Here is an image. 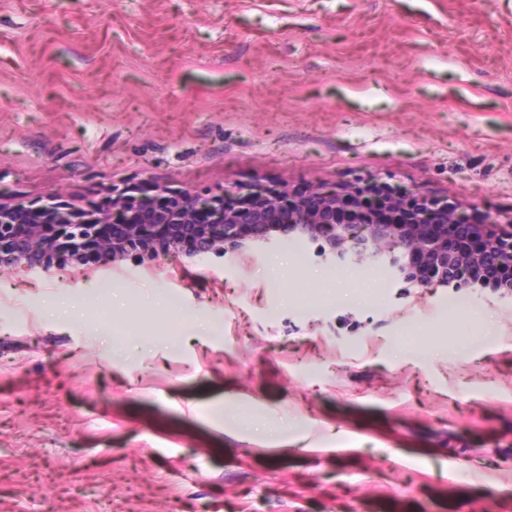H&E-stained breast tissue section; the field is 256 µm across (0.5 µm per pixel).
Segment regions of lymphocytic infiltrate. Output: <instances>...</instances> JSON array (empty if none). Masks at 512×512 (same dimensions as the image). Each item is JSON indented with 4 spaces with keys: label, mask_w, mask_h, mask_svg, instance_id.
Here are the masks:
<instances>
[{
    "label": "lymphocytic infiltrate",
    "mask_w": 512,
    "mask_h": 512,
    "mask_svg": "<svg viewBox=\"0 0 512 512\" xmlns=\"http://www.w3.org/2000/svg\"><path fill=\"white\" fill-rule=\"evenodd\" d=\"M96 209L75 207L71 213V223L58 221L55 211L47 210L39 214L36 221L8 210L0 217V269L13 268L20 241L31 231H39L49 243V264L58 269L72 265L99 263L100 257L95 249L96 240L107 237L119 242L120 247L114 254V261L124 260L129 248L139 247L150 257L166 253L171 244H179L187 252L195 250L198 236L208 234L218 236L217 225L210 224L195 228L176 224H137L126 227L121 223L101 224L96 219Z\"/></svg>",
    "instance_id": "lymphocytic-infiltrate-1"
}]
</instances>
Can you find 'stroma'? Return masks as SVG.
Instances as JSON below:
<instances>
[{
    "mask_svg": "<svg viewBox=\"0 0 512 512\" xmlns=\"http://www.w3.org/2000/svg\"><path fill=\"white\" fill-rule=\"evenodd\" d=\"M373 180L512 233V0H0L1 200ZM217 415L313 445L239 441ZM339 431L360 450H318ZM98 502L512 505V295L289 238L0 269V512Z\"/></svg>",
    "mask_w": 512,
    "mask_h": 512,
    "instance_id": "35a3bbf8",
    "label": "stroma"
}]
</instances>
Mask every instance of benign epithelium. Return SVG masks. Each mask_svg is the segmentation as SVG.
<instances>
[{
	"label": "benign epithelium",
	"instance_id": "1",
	"mask_svg": "<svg viewBox=\"0 0 512 512\" xmlns=\"http://www.w3.org/2000/svg\"><path fill=\"white\" fill-rule=\"evenodd\" d=\"M237 199L221 206L214 195L181 192L178 209L142 210L125 193L112 197V208L99 214L107 224L116 213L126 224H157L175 217L179 224H196L203 213L224 225L221 239L193 252L233 253L268 244L283 237L319 244L320 254L336 264L348 261L380 264L405 282L428 288L452 286L474 292L486 287L478 273L489 267H512V238L491 234L492 222L475 223L445 198L387 183L365 186L314 184L308 197H293L288 186H255L246 191L224 190ZM453 238H448V231ZM43 241L30 237L22 244V266H40Z\"/></svg>",
	"mask_w": 512,
	"mask_h": 512
}]
</instances>
